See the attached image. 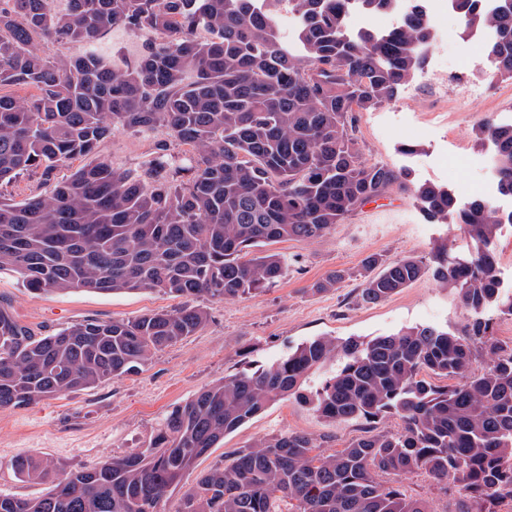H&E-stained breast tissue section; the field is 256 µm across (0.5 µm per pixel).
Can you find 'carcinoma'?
Wrapping results in <instances>:
<instances>
[{
    "mask_svg": "<svg viewBox=\"0 0 512 512\" xmlns=\"http://www.w3.org/2000/svg\"><path fill=\"white\" fill-rule=\"evenodd\" d=\"M282 0H0V187L24 175L16 202L0 195V270L36 292L161 290L185 298H242L282 278L267 246L317 238L383 197L408 192L435 224H459L474 242L431 257L365 263L362 298L378 302L429 273L458 292L471 320L453 333L415 326L368 341L316 338L251 373L200 390L162 421L147 448L73 469L40 456L11 463L21 482H48L35 498L0 495V512H159L184 471L267 404L291 395L325 419L390 413L396 433L362 436L334 454L305 433L262 438L203 474L176 512H432L426 500L380 481L423 473L455 489L465 512L512 500V346L489 312L512 316L494 251L502 217L483 198L363 158L356 112L393 102L435 40L414 9L385 35L347 27L395 0H288L294 37L278 25ZM464 28L496 32L495 74L512 80V0L494 12L452 0ZM148 35L134 62L112 64L103 39ZM45 44H78L51 57ZM21 87L25 95L3 92ZM116 129L159 133L141 170L107 159L57 169L96 151ZM501 190L512 194V124L484 121ZM378 273H373L374 269ZM208 320L198 305L134 319L84 320L36 335L0 308V407H24L138 373L157 351ZM488 358L475 374L476 358ZM324 370L319 389L300 388ZM434 375L448 380L436 385Z\"/></svg>",
    "mask_w": 512,
    "mask_h": 512,
    "instance_id": "cac0c4a2",
    "label": "carcinoma"
}]
</instances>
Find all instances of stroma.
Returning <instances> with one entry per match:
<instances>
[{"instance_id":"stroma-1","label":"stroma","mask_w":512,"mask_h":512,"mask_svg":"<svg viewBox=\"0 0 512 512\" xmlns=\"http://www.w3.org/2000/svg\"><path fill=\"white\" fill-rule=\"evenodd\" d=\"M449 24L452 43H433L425 68L400 88L394 102L357 113L355 136L366 160L406 173L409 184H463L477 197L485 189L472 162L488 157L491 148L475 130L489 116L512 119V80L469 67L467 52L481 47L465 49L459 17H451ZM471 88L482 89L483 97L468 99ZM152 150L151 139L117 130L101 143L98 154L115 167L136 171ZM442 242L457 253L471 247L458 225L430 223L416 201L394 187L322 237L273 244L288 263L282 279L243 298H198L208 312L204 327L158 351L139 373L25 407L0 408V494L35 497L47 490L43 484L17 481L10 468L15 458L37 454L70 468H90L138 452L166 415L203 387L270 364L310 340H368L413 326L459 331L469 315L455 291L431 275L377 303L360 297L368 257L386 262L426 257ZM334 271L343 274L336 287L316 291L315 283ZM184 303V298L159 290L37 293L16 273L0 272V304L42 335L86 319H132ZM400 428V419L392 414L372 422L335 424L295 399L276 401L201 456L160 510L175 512L184 488L257 439L306 433L321 441L323 453L331 454L367 432ZM396 483L407 494L426 499L432 512H459L460 494L440 490L423 474H408Z\"/></svg>"}]
</instances>
